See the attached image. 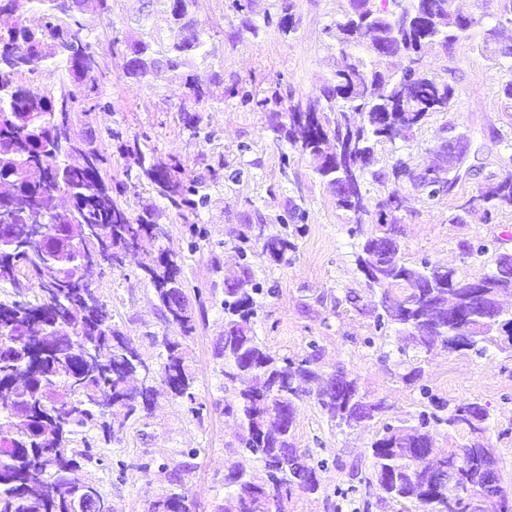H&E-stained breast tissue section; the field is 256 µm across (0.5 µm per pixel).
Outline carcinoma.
<instances>
[{"mask_svg":"<svg viewBox=\"0 0 512 512\" xmlns=\"http://www.w3.org/2000/svg\"><path fill=\"white\" fill-rule=\"evenodd\" d=\"M37 2L33 14L0 26V181L16 182L23 189L12 209L20 227L9 236L7 254L0 258V284L13 288L11 298L0 299V343L6 346L0 354V430H7L0 437V512H70L69 485L75 481L87 485L90 512H113L112 501L83 478L88 467L104 462L96 439L85 435L82 447L76 448V435L98 429L104 439L120 440L152 399L150 387L137 393L128 389L129 377L142 369L151 370L173 398L189 404L193 415L203 410L185 341L205 321L204 306L172 305L175 292L188 299L183 257L162 246L165 234L155 215L133 214L128 200L151 188L183 218L188 246L195 250L208 232L191 217L207 194L201 192L202 185L181 177L180 161H155L145 140L124 141L120 132L105 131L107 140L120 141V153L133 161L123 177L114 178L105 150L73 138L62 150L58 138L74 122L112 109L101 90L98 57L104 45L121 61L119 76L127 82L139 85L163 69L176 72L187 96L201 101L204 92L193 68L207 57L205 29L193 11L198 0H158L181 30L180 40L166 44L143 30L135 38L109 35L103 41L96 27H109L116 0ZM391 2L402 20L417 13L440 18L433 30L421 31L414 24L401 31L402 50L414 63L413 73L406 77L369 68L367 56L391 33V24H373L364 31L345 11L332 26L340 54L334 85L322 97L288 109L289 140L311 158L314 172L334 186L347 178L360 186L369 175L385 178L370 171L376 145L403 138L432 113L448 110L454 89L421 70L420 53L434 46L452 48L469 39L480 23L465 2L455 17L446 13L448 0ZM495 2L497 25L485 30L486 51L497 43L499 25L512 23V0ZM49 61L64 66V78L57 87L31 91L29 84ZM447 147L448 142L441 144L442 164L433 173L412 169L399 159L392 176L408 177L431 200L451 193L462 179L463 162L448 165ZM73 156L82 162L69 164ZM33 167L41 169V182L27 192L24 175ZM336 205L353 215L348 233L361 239L356 264L378 311L375 331L383 334L398 326L415 348L427 352L437 346L477 355L491 346L507 351L501 337L512 334V313L498 306V298L512 291V264L497 259L495 268L478 278L461 277L426 259L409 265L393 216L401 207L397 196H388L375 212L361 190L354 198L336 194ZM504 206H512V173L489 176L455 207L450 221L462 223L463 214L475 208L491 216ZM47 211L53 223L34 245L21 225ZM252 238L276 262L296 249L288 236L270 232L265 224ZM98 253L144 256L141 269L164 318L181 330L177 337H162L157 362L142 357L112 323L98 289L80 275L76 257L89 261ZM393 289L399 291L394 301ZM269 294L248 263L224 271V336L215 357L222 360L225 382L233 384L244 375L248 385L234 388L233 400L224 403V414L237 422L241 451L224 477L235 490L214 512H269L276 500L295 489L317 492V470L323 463L309 465L298 487L288 466L297 452L291 412L312 394L327 420L339 428L382 423V432L370 445L372 470L365 482L389 499L411 503L415 512H466L467 498L448 501V484L439 482L437 467H415L416 453L433 447L436 427L466 434L465 443L438 460L443 466L455 464L463 492L484 496L490 483H501L499 460L486 437L490 412L483 404L468 399L451 405L437 398L419 384L423 367L416 362L402 380L418 386V424H393L387 420L385 402L368 399L346 372L324 369L315 353L294 359L261 342L253 319ZM57 318L71 335L53 337L48 353L47 325ZM20 376L29 379L28 395L21 400L14 385ZM196 455L195 449L181 452L185 460L173 465L171 489L152 500L148 512H192L185 477L193 464L186 458ZM254 462L262 470L254 469Z\"/></svg>","mask_w":512,"mask_h":512,"instance_id":"obj_1","label":"carcinoma"}]
</instances>
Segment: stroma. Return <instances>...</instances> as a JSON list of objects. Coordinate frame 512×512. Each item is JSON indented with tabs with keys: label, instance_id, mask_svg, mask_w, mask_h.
<instances>
[{
	"label": "stroma",
	"instance_id": "1",
	"mask_svg": "<svg viewBox=\"0 0 512 512\" xmlns=\"http://www.w3.org/2000/svg\"><path fill=\"white\" fill-rule=\"evenodd\" d=\"M145 0H116L112 32L135 36L146 29L165 42L178 37L177 28L160 9H146ZM282 0H199L198 18L206 29L208 57L195 73L211 96L197 103L184 95L176 73L163 71L147 83H126L116 72L110 54H103L106 75L102 90L112 109L97 112L73 126L75 137L85 139L106 129L123 138L147 136L156 158H178L186 178L206 183L207 203L200 222L209 232L197 252L188 250L184 221L168 210L153 191L141 189L131 201L134 210L152 209L164 224L165 244L184 256L183 276L188 296H201L206 321L187 342L197 370L195 391L205 408L194 418L181 401L158 393L151 410L140 412L121 442L101 445L104 465L89 467L85 476L97 483L112 501L115 512H147L148 504L170 486V464L182 451L194 448L195 468L186 479L193 512H212L229 489L224 475L235 461L232 418L225 416L220 362L215 343L224 333V273L246 249L256 275L272 293L259 312L255 330L273 352L303 358L318 345L323 365L357 377L369 399L385 401L395 421L416 424L420 394L406 385L401 349L403 335L390 329L375 337L374 320L365 306L370 299L364 277L355 263L358 240L348 233L349 213L336 205V194L312 169L309 158L269 125L273 112H287L290 104L319 96L332 84L338 47L327 29L341 19L346 0H293L294 28L279 27ZM482 23L472 36L452 51L434 48L424 53L420 66L448 82L455 96L447 111L430 115L406 138L376 148L374 170L390 171L401 159L422 170L437 162L436 150L449 134H466L472 142L467 161L471 174L451 194L429 200L405 178L382 181L367 178L363 185L371 204L397 195L402 207L396 218L403 228V257L414 264L429 259L470 276L493 268L496 253H512V207L485 219L483 211L469 213L464 223L449 216L460 198L473 194L487 176L512 172V101L504 86L512 81V59L489 60L482 52L484 32L495 20L483 13L482 0H469ZM224 77L223 87L211 82L213 73ZM197 113L199 133L185 129L180 109ZM242 170L240 181L213 179L216 167ZM306 213L303 233H296L290 218L293 206ZM288 235L296 245L288 262H274L255 242L244 236L255 225ZM496 244L495 254L475 263L460 250L463 242ZM140 260L94 269L89 278L99 288L112 319L134 340L149 361H156L162 336L178 335L156 306L154 290L144 279ZM374 336L373 346L363 340ZM424 384L450 403L477 398L491 412L489 442L499 460L501 479L512 492V354L489 348L485 356L427 354ZM380 428L366 426L339 430L331 426L315 399H305L296 414L293 442L313 461L323 462L317 494L293 493L282 498V512H409L403 502L381 498L366 487L371 470L370 444ZM124 461L125 471L110 469Z\"/></svg>",
	"mask_w": 512,
	"mask_h": 512
}]
</instances>
